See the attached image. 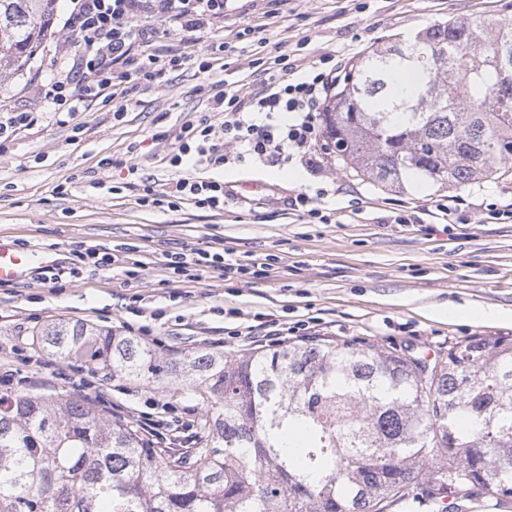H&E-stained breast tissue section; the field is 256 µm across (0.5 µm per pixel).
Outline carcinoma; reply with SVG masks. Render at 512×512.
<instances>
[{
  "label": "carcinoma",
  "mask_w": 512,
  "mask_h": 512,
  "mask_svg": "<svg viewBox=\"0 0 512 512\" xmlns=\"http://www.w3.org/2000/svg\"><path fill=\"white\" fill-rule=\"evenodd\" d=\"M55 0H0V75L21 70ZM512 20L431 25L354 60L322 112L326 144L386 190L512 172ZM418 71L402 97L397 78ZM42 349L105 375L173 382L207 406L196 447L73 394L0 396V512H388L408 497L512 500V336L434 354L308 339L161 358L131 336L54 322ZM465 480L451 484L448 474Z\"/></svg>",
  "instance_id": "cac0c4a2"
}]
</instances>
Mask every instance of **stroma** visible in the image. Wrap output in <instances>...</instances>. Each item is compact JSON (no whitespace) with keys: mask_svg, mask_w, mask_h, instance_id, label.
I'll return each mask as SVG.
<instances>
[{"mask_svg":"<svg viewBox=\"0 0 512 512\" xmlns=\"http://www.w3.org/2000/svg\"><path fill=\"white\" fill-rule=\"evenodd\" d=\"M76 2L57 0L30 61L0 76V121L19 111L36 118L0 138V244L52 250L63 261L92 246L121 249L145 266L131 285L118 270L88 266L54 288L35 269L22 281L0 282V395L78 391L159 434L165 446L187 448L205 413L198 397L100 371L79 388L83 362L42 350L36 332L59 320L129 336L146 326V344L164 357L251 351L248 328L272 319L294 326L299 339L366 340L430 353L472 336H512V218L491 216L492 205L512 202V175L444 191L413 180L389 191L354 176L332 153L316 172L296 159L231 162L204 172L224 183L220 213L190 204L143 207L127 185L134 163L159 185L185 175V167L169 162L183 126L207 112L224 85L253 82L255 57L290 54L303 74L326 54L347 65L385 39L439 22L512 19V0H284L268 22L266 0H229L225 21L198 32L153 21L155 34L140 53L183 62L153 83L128 82L133 104L123 115L116 103L98 100L63 122L39 86L56 75L60 58L81 50L66 23ZM260 23L265 31L252 34ZM204 60L209 68H201ZM300 193L328 223L291 209ZM451 199L456 215L439 223L434 213ZM201 242L248 261L272 257L273 268L247 283L167 282L163 253ZM451 304L479 306L494 317L438 315ZM228 308L240 318H225Z\"/></svg>","mask_w":512,"mask_h":512,"instance_id":"stroma-1","label":"stroma"}]
</instances>
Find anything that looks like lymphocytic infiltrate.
I'll use <instances>...</instances> for the list:
<instances>
[{
    "instance_id": "1",
    "label": "lymphocytic infiltrate",
    "mask_w": 512,
    "mask_h": 512,
    "mask_svg": "<svg viewBox=\"0 0 512 512\" xmlns=\"http://www.w3.org/2000/svg\"><path fill=\"white\" fill-rule=\"evenodd\" d=\"M224 0H82L72 26L78 32L82 53L73 66L42 85L41 94L55 112L73 114L87 99L100 97L113 85V71L132 68L148 82L162 77L166 70L155 55L137 56L134 48L149 39V18L161 19L168 27L196 31L224 18ZM320 67L303 79H294L296 67L289 55L276 56L273 62L255 60L261 79L251 90H227L216 93L209 113L184 126L179 147L170 163L183 160L194 165L219 168L230 162H260L276 165L292 157L302 164L318 168L321 108L342 70L330 56H322ZM224 115V142L214 141L212 113ZM223 181L181 177L171 180L166 189H156L143 181L138 198L141 205L177 206L181 202L214 212L224 209ZM117 268L131 280L137 279L142 263L123 253L89 248L78 253L70 265H61L42 273L49 284H58L63 275L76 274L80 266ZM166 269L195 281L218 277L227 281L259 278L255 263H241L233 257L194 247L167 257Z\"/></svg>"
}]
</instances>
